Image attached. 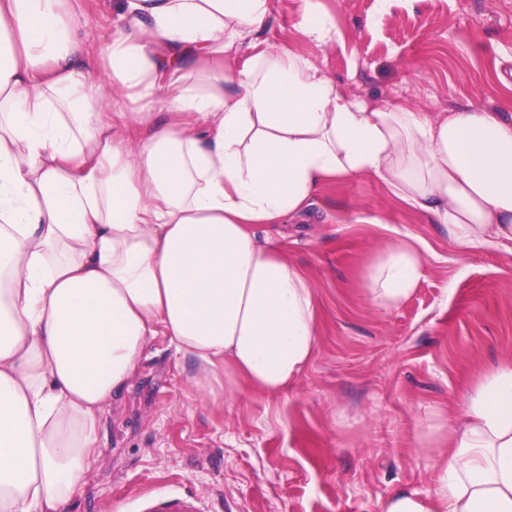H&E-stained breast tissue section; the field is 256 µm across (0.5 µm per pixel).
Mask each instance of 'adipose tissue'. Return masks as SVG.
<instances>
[{
	"instance_id": "1",
	"label": "adipose tissue",
	"mask_w": 512,
	"mask_h": 512,
	"mask_svg": "<svg viewBox=\"0 0 512 512\" xmlns=\"http://www.w3.org/2000/svg\"><path fill=\"white\" fill-rule=\"evenodd\" d=\"M63 3L0 0V512H63L157 337L212 401L292 388L317 300L258 228L323 184L375 178L461 251L512 249V115L371 105L287 45L244 53L268 0H125L129 26L100 48ZM132 93L167 119L125 111ZM425 268L412 236L388 240L367 305L397 310ZM417 447L437 460L428 491L381 512H512V363Z\"/></svg>"
}]
</instances>
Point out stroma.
Segmentation results:
<instances>
[{
	"mask_svg": "<svg viewBox=\"0 0 512 512\" xmlns=\"http://www.w3.org/2000/svg\"><path fill=\"white\" fill-rule=\"evenodd\" d=\"M120 2L68 0L88 46L111 42ZM315 3L339 38L316 45L296 30L301 0H269L258 41L288 45L370 103L448 112L478 98L512 114V0ZM279 231L320 301L319 347L299 382L215 403L195 386V362L157 337L100 413L96 461L65 512H136L139 494L163 486L207 512H379L394 490L429 488L435 460L414 447L424 425L512 361V254L461 253L372 178L323 185L309 217ZM397 232L427 265L415 293L382 315L361 278Z\"/></svg>",
	"mask_w": 512,
	"mask_h": 512,
	"instance_id": "1",
	"label": "stroma"
}]
</instances>
